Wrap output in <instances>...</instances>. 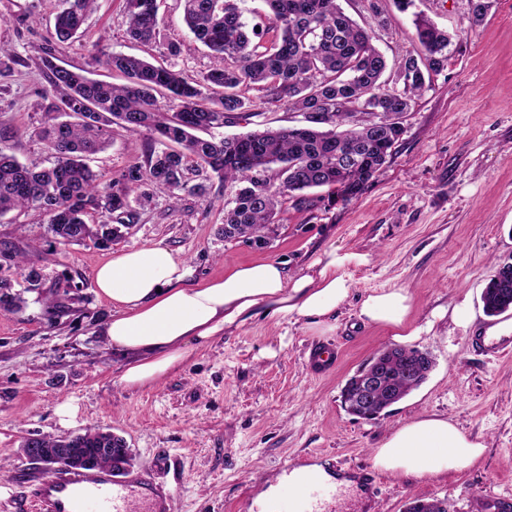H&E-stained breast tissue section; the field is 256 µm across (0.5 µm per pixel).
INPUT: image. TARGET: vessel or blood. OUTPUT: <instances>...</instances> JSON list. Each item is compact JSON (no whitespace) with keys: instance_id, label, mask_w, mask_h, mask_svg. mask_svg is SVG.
<instances>
[{"instance_id":"1","label":"vessel or blood","mask_w":512,"mask_h":512,"mask_svg":"<svg viewBox=\"0 0 512 512\" xmlns=\"http://www.w3.org/2000/svg\"><path fill=\"white\" fill-rule=\"evenodd\" d=\"M477 341L497 356L512 352V336L494 325ZM29 498L35 512H130L134 506L139 512H174L171 496L146 468L121 477L106 468L61 467L36 477Z\"/></svg>"}]
</instances>
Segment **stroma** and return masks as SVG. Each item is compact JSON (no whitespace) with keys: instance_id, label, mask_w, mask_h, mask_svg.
I'll return each instance as SVG.
<instances>
[{"instance_id":"stroma-1","label":"stroma","mask_w":512,"mask_h":512,"mask_svg":"<svg viewBox=\"0 0 512 512\" xmlns=\"http://www.w3.org/2000/svg\"><path fill=\"white\" fill-rule=\"evenodd\" d=\"M470 25L469 0H341L345 12L370 30L388 62L413 50L415 16L449 32L445 67L425 76L387 163L363 191L329 201V189L310 190L309 204L288 201L270 243L257 248L225 240L222 206L230 185L211 172L193 174L206 196L185 191L130 193L137 218L119 241L59 246L35 209L0 217V251L39 249L44 275L18 313L0 311V475L11 478L0 512H33L19 479L43 473L21 442L30 435L65 438L89 427L122 436L137 468L153 469L170 492L175 512H256L253 502L284 468L311 462L351 473L371 468V451L402 424L425 415L447 418L486 450L473 466L441 478L376 473L374 512H403L414 498L447 500L450 512H496L512 506V355L478 354L472 331L489 317L481 294L498 264L512 262V0H488ZM61 0H0V51L13 56L0 72V145L26 164L50 165L54 155L36 134L47 103L40 48L53 29ZM183 0H158L161 35L151 44L130 41L124 0H96L84 34L61 45L70 69L114 83L118 77L91 52L134 54L198 76L212 66L206 47L183 22ZM179 43L170 56L169 43ZM252 114L217 129L234 136L300 125L301 115L245 92ZM143 135L116 131L93 155L103 181L143 162ZM165 246L180 253L191 281L223 275L238 264L271 260L296 274L336 255L338 275L350 285L331 326L257 311L244 324L192 345L189 358L159 384L127 387L125 357L102 336L112 306L99 296L96 268L112 252ZM405 289L418 336L410 346L428 351L436 366L427 381L376 421L345 412L346 380L383 348L387 328L357 316L367 295ZM333 346L335 364L309 366L315 344ZM75 415L62 421L58 408Z\"/></svg>"}]
</instances>
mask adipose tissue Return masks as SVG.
Segmentation results:
<instances>
[{"instance_id": "adipose-tissue-1", "label": "adipose tissue", "mask_w": 512, "mask_h": 512, "mask_svg": "<svg viewBox=\"0 0 512 512\" xmlns=\"http://www.w3.org/2000/svg\"><path fill=\"white\" fill-rule=\"evenodd\" d=\"M183 257L167 247L123 250L95 271L100 296L114 313L104 328L107 344L129 356L121 380L130 387L151 385L189 355L185 345L204 341L225 327L244 322L257 307L273 314L305 318L323 327L348 297L347 280L328 261L317 274H289L281 263L259 261L236 265L223 276L200 283L188 280ZM412 299L393 288L367 295L360 304L361 318L387 327L394 340L414 336L408 323ZM482 442L465 435L447 419L422 417L397 428L381 447L373 449V466L405 477L434 478L472 466L484 453ZM342 484L318 463L297 467L260 498L274 505L282 495L298 497L310 483Z\"/></svg>"}]
</instances>
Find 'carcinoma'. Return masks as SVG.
<instances>
[{
  "mask_svg": "<svg viewBox=\"0 0 512 512\" xmlns=\"http://www.w3.org/2000/svg\"><path fill=\"white\" fill-rule=\"evenodd\" d=\"M184 2V21L210 50L213 67L197 78L134 55L107 53L105 64L125 77L124 83L111 84L57 64V47L81 33L95 3L62 0L41 56L53 101L43 112L39 135L56 162L26 165L1 147L0 216L38 209L58 243L89 239L107 246L135 219L128 201L131 185L144 197L186 188L202 195L204 186L189 185V173L204 168L235 188L224 205V240L263 247L286 199L307 204L306 192L321 187L351 199L364 189L403 134L402 117L423 90L425 73L448 61V34L415 19L418 49L397 63L402 89L389 92L383 88L386 59L338 0H264L273 20L260 31L245 21L237 0ZM126 16L130 39L156 40L157 0H126ZM243 87L264 92L271 105L301 113L306 124L233 137L197 136L233 124L248 111L251 101L242 95ZM356 106L379 113L384 125L362 119ZM114 125L146 136L150 149L144 163L107 183L87 160L110 145ZM36 253L32 246L15 256L0 255L27 267L28 291L41 285ZM483 298L495 314L512 307V274L490 279ZM24 305L22 293L12 292L11 283L1 278L0 311L15 313ZM405 360L414 366L420 362L413 348H402L388 360L403 398L424 380L405 374ZM22 447L71 448L93 468L115 467V458L104 452L112 447V433L101 428L63 439L27 437Z\"/></svg>",
  "mask_w": 512,
  "mask_h": 512,
  "instance_id": "obj_1",
  "label": "carcinoma"
}]
</instances>
